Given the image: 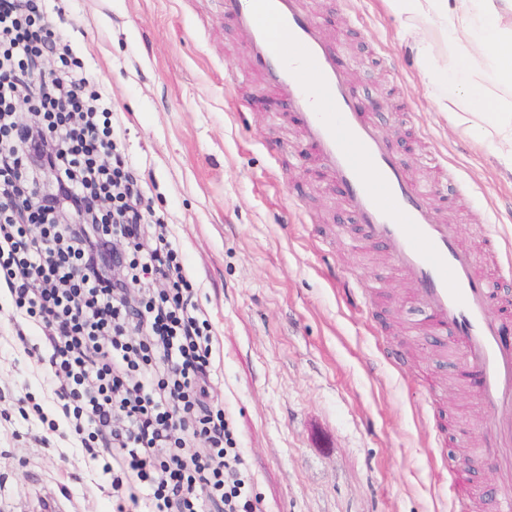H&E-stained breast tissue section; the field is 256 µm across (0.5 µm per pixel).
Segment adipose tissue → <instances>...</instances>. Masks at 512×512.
<instances>
[{
	"instance_id": "adipose-tissue-1",
	"label": "adipose tissue",
	"mask_w": 512,
	"mask_h": 512,
	"mask_svg": "<svg viewBox=\"0 0 512 512\" xmlns=\"http://www.w3.org/2000/svg\"><path fill=\"white\" fill-rule=\"evenodd\" d=\"M408 23L423 81L440 111L477 126L512 170V0H386Z\"/></svg>"
}]
</instances>
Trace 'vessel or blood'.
Listing matches in <instances>:
<instances>
[{
  "label": "vessel or blood",
  "instance_id": "b4317fda",
  "mask_svg": "<svg viewBox=\"0 0 512 512\" xmlns=\"http://www.w3.org/2000/svg\"><path fill=\"white\" fill-rule=\"evenodd\" d=\"M220 3L247 39L250 76L298 116L321 172L347 187L368 241L381 244L412 283L411 302L469 370L468 382L495 429L512 435V325L497 319L495 289L453 227L441 223L430 189L411 181L370 115L354 102L335 51L299 0ZM286 43L296 49L295 58L284 54ZM303 68L312 72L313 85L298 79Z\"/></svg>",
  "mask_w": 512,
  "mask_h": 512
}]
</instances>
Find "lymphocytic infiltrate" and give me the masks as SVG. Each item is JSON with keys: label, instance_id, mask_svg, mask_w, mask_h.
I'll use <instances>...</instances> for the list:
<instances>
[{"label": "lymphocytic infiltrate", "instance_id": "lymphocytic-infiltrate-1", "mask_svg": "<svg viewBox=\"0 0 512 512\" xmlns=\"http://www.w3.org/2000/svg\"><path fill=\"white\" fill-rule=\"evenodd\" d=\"M49 2L0 0V277L50 344L73 439L145 489L117 512H199L203 497L254 512L228 424L209 404V321ZM23 107L33 124L19 122ZM24 191L36 201L22 218L13 197ZM121 240L132 255L115 279ZM156 283L158 295L123 302Z\"/></svg>", "mask_w": 512, "mask_h": 512}]
</instances>
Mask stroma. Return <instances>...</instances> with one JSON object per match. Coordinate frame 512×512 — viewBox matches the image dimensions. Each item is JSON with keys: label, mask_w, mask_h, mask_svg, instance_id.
I'll return each mask as SVG.
<instances>
[{"label": "stroma", "mask_w": 512, "mask_h": 512, "mask_svg": "<svg viewBox=\"0 0 512 512\" xmlns=\"http://www.w3.org/2000/svg\"><path fill=\"white\" fill-rule=\"evenodd\" d=\"M354 97L478 267L512 254V172L425 89L410 32L385 0H303ZM53 26L112 106L144 195L166 224L211 325V406L233 431L257 512H470L495 471L460 425L491 423L463 366L426 340L412 285L369 243L345 186L326 182L293 118L242 87L245 39L218 0H63ZM33 322L0 290V512H115L102 460L68 435ZM40 404L42 416L22 418ZM445 455H432L434 445Z\"/></svg>", "instance_id": "obj_1"}]
</instances>
